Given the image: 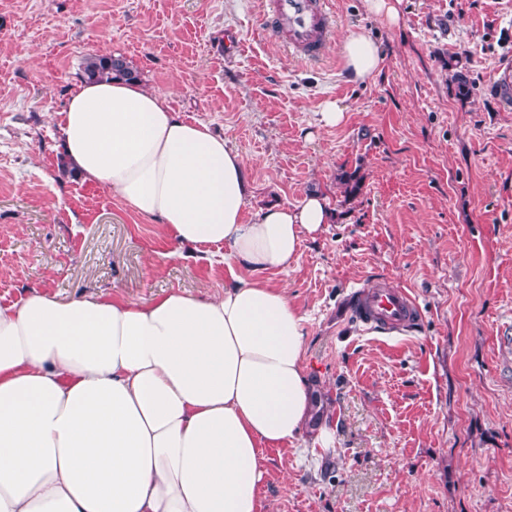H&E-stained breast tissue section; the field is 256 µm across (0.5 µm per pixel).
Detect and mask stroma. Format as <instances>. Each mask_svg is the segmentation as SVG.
<instances>
[{
  "label": "stroma",
  "mask_w": 512,
  "mask_h": 512,
  "mask_svg": "<svg viewBox=\"0 0 512 512\" xmlns=\"http://www.w3.org/2000/svg\"><path fill=\"white\" fill-rule=\"evenodd\" d=\"M262 10L0 0V304L34 289L223 294L224 264L172 256L158 219L59 170L52 115L83 59L124 56L242 155L248 213L313 188L336 210L267 275L306 318L304 365L336 431L328 449L313 426L263 449L267 512H512V108L490 90L512 63V0H400L395 26L366 0H335L338 40L317 66L263 37ZM357 27L384 55L365 83L348 81L339 43ZM330 102L345 119L318 126ZM375 282L416 298L408 329L361 323L353 293Z\"/></svg>",
  "instance_id": "obj_1"
}]
</instances>
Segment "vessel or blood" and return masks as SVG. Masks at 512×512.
<instances>
[{
    "label": "vessel or blood",
    "instance_id": "vessel-or-blood-1",
    "mask_svg": "<svg viewBox=\"0 0 512 512\" xmlns=\"http://www.w3.org/2000/svg\"><path fill=\"white\" fill-rule=\"evenodd\" d=\"M262 31L296 57L317 61L332 40L335 11L332 0H265ZM357 314L372 329H397L417 316L415 297L404 288L376 285L360 289Z\"/></svg>",
    "mask_w": 512,
    "mask_h": 512
}]
</instances>
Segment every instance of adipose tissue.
Listing matches in <instances>:
<instances>
[{"label":"adipose tissue","instance_id":"adipose-tissue-1","mask_svg":"<svg viewBox=\"0 0 512 512\" xmlns=\"http://www.w3.org/2000/svg\"><path fill=\"white\" fill-rule=\"evenodd\" d=\"M341 52L358 83L384 59L361 28ZM54 121L74 173L177 249L223 246L230 281L0 305V512H264L261 448L297 438L314 400L306 319L264 275L322 234L329 196L246 216L240 153L139 82H80Z\"/></svg>","mask_w":512,"mask_h":512}]
</instances>
